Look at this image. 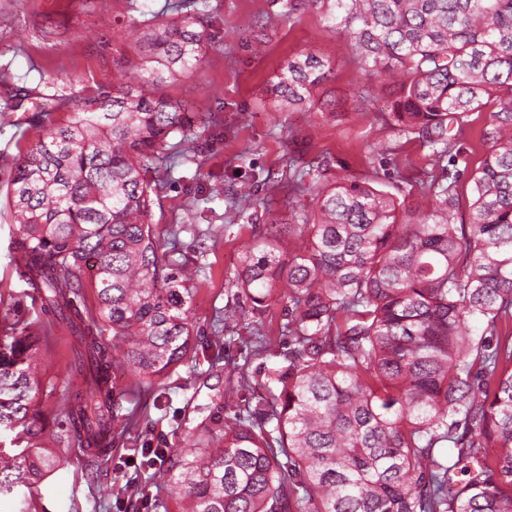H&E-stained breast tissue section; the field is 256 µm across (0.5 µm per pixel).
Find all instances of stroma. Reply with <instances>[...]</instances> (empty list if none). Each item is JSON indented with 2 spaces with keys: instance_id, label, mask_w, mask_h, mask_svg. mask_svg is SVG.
I'll return each mask as SVG.
<instances>
[{
  "instance_id": "stroma-1",
  "label": "stroma",
  "mask_w": 512,
  "mask_h": 512,
  "mask_svg": "<svg viewBox=\"0 0 512 512\" xmlns=\"http://www.w3.org/2000/svg\"><path fill=\"white\" fill-rule=\"evenodd\" d=\"M172 0H0V103L13 86L78 98L110 86L129 69L135 53L126 24L141 11H166ZM285 0H208V23L216 45L206 54L198 75L169 86V94L202 112H222L224 126L211 130L194 161L175 162L174 147L154 160L151 175L158 185L154 232L169 266L195 264L191 318L197 332V362L184 365L151 386L137 388L119 352H112V384L122 398L114 423V440L98 475H91L84 449L65 447L55 438L63 419L59 399L81 381L68 370L77 340L45 311L17 272L11 218L0 212V333L40 337L41 366L37 402L47 426L41 439L47 453L60 457L61 470L36 486L27 503L0 499V512H177L173 489L141 465L116 470L119 457L140 455L145 448H181L191 428L247 416V402L216 399L213 386L223 377L201 381L210 359L241 368L251 397L265 396L264 371L270 362L250 347L254 331L270 336L281 352L293 346L286 324L287 288L258 317L215 334L225 306L242 305L234 276L243 242L263 236L269 222L289 223L309 196L288 191L291 152L302 143L321 156L336 179L374 180L377 189L406 206L426 203L427 186L441 171L430 148L407 136L390 120L394 96L379 80L365 76L353 47L332 32L320 15L307 12L285 18ZM280 22L266 44L256 45L252 30L261 16ZM312 51L328 59L332 72L315 91L326 110H280L267 93L288 57ZM38 131L23 111L0 112V192L20 152ZM241 180L254 182L264 219L235 216L226 199L211 196L210 184L232 189Z\"/></svg>"
}]
</instances>
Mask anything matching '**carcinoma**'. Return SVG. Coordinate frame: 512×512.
<instances>
[{
  "label": "carcinoma",
  "mask_w": 512,
  "mask_h": 512,
  "mask_svg": "<svg viewBox=\"0 0 512 512\" xmlns=\"http://www.w3.org/2000/svg\"><path fill=\"white\" fill-rule=\"evenodd\" d=\"M196 4H174L166 20L132 19L137 83L121 77L74 102H41L38 137L7 181L20 276L83 347L78 368L92 388L65 398L62 433L94 462L112 447L117 419L103 332L140 383L191 355L194 271L164 273L148 173L169 140L192 160L204 134L224 125L220 113L165 92L213 46L207 0ZM284 7L290 17L317 11L351 41L365 73L396 86L390 118L422 139L443 176L429 186L431 205L407 209L365 180L328 184L319 167L289 175L298 190L311 175L315 207L243 247L234 282L248 306L224 307L229 328L288 288L294 348L282 354L257 337L267 358H283L265 370L273 402L260 398L247 419L189 433L197 451L165 456L163 476L181 512H512V0ZM328 73L319 54H298L267 93L281 109L312 108ZM30 99L11 89L9 111ZM491 102L465 223L458 131ZM61 110L65 121L53 118ZM294 232L308 245L286 259L280 239ZM37 343L0 339V432L26 442L13 455L0 449V496L31 490L58 467L41 451L32 411ZM245 385L229 369L222 395L239 398ZM448 444L451 464L436 452Z\"/></svg>",
  "instance_id": "obj_1"
}]
</instances>
